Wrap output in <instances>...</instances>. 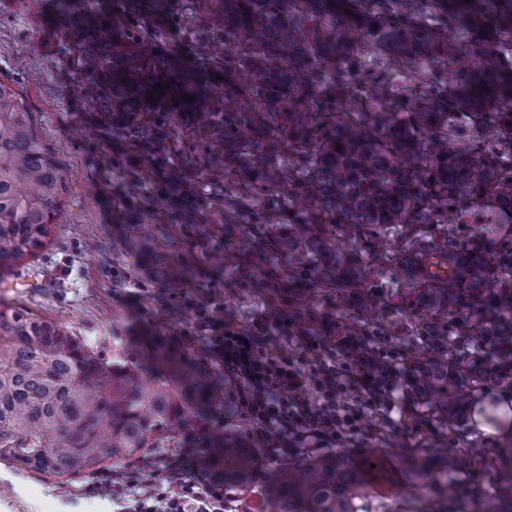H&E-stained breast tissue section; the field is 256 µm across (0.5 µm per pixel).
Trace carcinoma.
I'll return each mask as SVG.
<instances>
[{"label":"carcinoma","mask_w":512,"mask_h":512,"mask_svg":"<svg viewBox=\"0 0 512 512\" xmlns=\"http://www.w3.org/2000/svg\"><path fill=\"white\" fill-rule=\"evenodd\" d=\"M224 21V114L210 119V85L132 45L98 0L58 17L78 40L83 95L117 139L151 148L144 131L165 126L184 95L200 119L203 148L237 178L224 204L235 224L250 199L257 223L288 227V284L334 288L390 269L429 290L434 332L448 354L419 363L410 390L446 430L413 453L392 440L379 452L326 453L277 468L268 495L279 512H358L379 489L458 492L461 477L495 457L458 452L471 393L512 392V0H205ZM474 46L456 65L455 33ZM430 59L433 67L419 71ZM408 74L397 83L390 72ZM62 165L35 128L27 101L0 79V272L46 245L64 205ZM155 224L178 220L166 196ZM448 224V235L426 234ZM475 224L458 239L451 225ZM392 231L407 246L385 250ZM363 242L353 261L336 244ZM224 371L162 335L139 336L112 359L61 324L0 307V461L61 477L114 469L138 453L198 449L201 472L246 488L259 460L233 433ZM375 468H370V464ZM484 512H512V472L489 491L471 487Z\"/></svg>","instance_id":"1"}]
</instances>
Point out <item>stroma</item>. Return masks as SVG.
I'll return each instance as SVG.
<instances>
[{
  "mask_svg": "<svg viewBox=\"0 0 512 512\" xmlns=\"http://www.w3.org/2000/svg\"><path fill=\"white\" fill-rule=\"evenodd\" d=\"M154 22L179 41L174 55L184 66H196L198 46L207 44L211 62L206 76L215 85V103H223L224 42L215 37V24L199 0H171L169 12ZM0 78L27 98L41 140L63 164L66 185L62 218L51 242L0 279V305L67 325L107 358L125 339L156 330L218 367L222 361L212 339L223 335L229 322L241 329L266 325L269 350L308 370L333 369L347 376L361 344L371 357L385 360L389 373L382 404L342 393L339 400L349 420L337 437L292 439L274 457L266 452V431L234 406L240 384L226 380L231 426L256 451L267 473L296 456L380 448L386 433L410 452L440 436L437 421L415 405L408 388L413 366L448 350L430 328L428 303L420 292L385 274L371 284L377 314L364 318L348 303L347 288H316L309 292L307 329L298 332L289 324L287 293L261 283L265 271L284 265V254L267 252L263 265L250 269L216 262L226 246L257 239L260 227L225 223L221 197L232 182L224 177L223 160L203 157L194 126L184 118L166 145L190 166L186 177L195 194L179 195L177 202L191 220L129 223L131 210L176 183L163 164L143 178L146 157L114 140L111 127L100 124L98 113L83 99L78 48L58 23L53 0H0ZM352 322L361 327V336L346 334L344 327ZM501 469H512L511 457H504L497 471L470 474L456 497L383 490L370 496L367 506L370 512H417L424 502L433 512H462L471 484L495 486ZM89 482L86 476L63 480L18 472L1 462L0 512H120L112 501L89 497Z\"/></svg>",
  "mask_w": 512,
  "mask_h": 512,
  "instance_id": "35a3bbf8",
  "label": "stroma"
}]
</instances>
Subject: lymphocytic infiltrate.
Segmentation results:
<instances>
[{
  "mask_svg": "<svg viewBox=\"0 0 512 512\" xmlns=\"http://www.w3.org/2000/svg\"><path fill=\"white\" fill-rule=\"evenodd\" d=\"M266 343L262 332L247 335L230 327L216 339L225 373L242 385L241 409L282 436L291 431L301 439L335 435L343 421L337 396L345 383L332 370L305 372L269 353ZM311 383L324 399L314 408L300 399ZM179 465V457L149 455L119 471L97 473L88 492L125 504L126 512H224L223 481L177 477Z\"/></svg>",
  "mask_w": 512,
  "mask_h": 512,
  "instance_id": "obj_1",
  "label": "lymphocytic infiltrate"
}]
</instances>
